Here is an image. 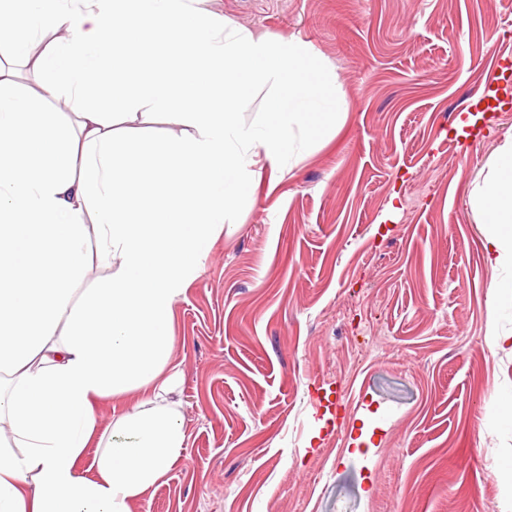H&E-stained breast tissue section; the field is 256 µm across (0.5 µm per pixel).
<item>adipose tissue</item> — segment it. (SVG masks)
<instances>
[{
	"label": "adipose tissue",
	"mask_w": 512,
	"mask_h": 512,
	"mask_svg": "<svg viewBox=\"0 0 512 512\" xmlns=\"http://www.w3.org/2000/svg\"><path fill=\"white\" fill-rule=\"evenodd\" d=\"M206 0H0V512H132L180 460L174 307L257 151L340 121L309 47L227 26ZM171 114L142 144L114 113ZM469 200L498 271L487 332L512 353V137ZM108 280L79 289L90 257ZM132 395L100 430L96 405ZM99 453L82 465L90 444Z\"/></svg>",
	"instance_id": "1"
}]
</instances>
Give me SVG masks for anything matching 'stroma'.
Returning <instances> with one entry per match:
<instances>
[{
	"label": "stroma",
	"mask_w": 512,
	"mask_h": 512,
	"mask_svg": "<svg viewBox=\"0 0 512 512\" xmlns=\"http://www.w3.org/2000/svg\"><path fill=\"white\" fill-rule=\"evenodd\" d=\"M347 106L260 175L175 306L182 459L134 512H502L496 273L469 201L512 110V0H218ZM373 432L358 446V424Z\"/></svg>",
	"instance_id": "stroma-1"
}]
</instances>
